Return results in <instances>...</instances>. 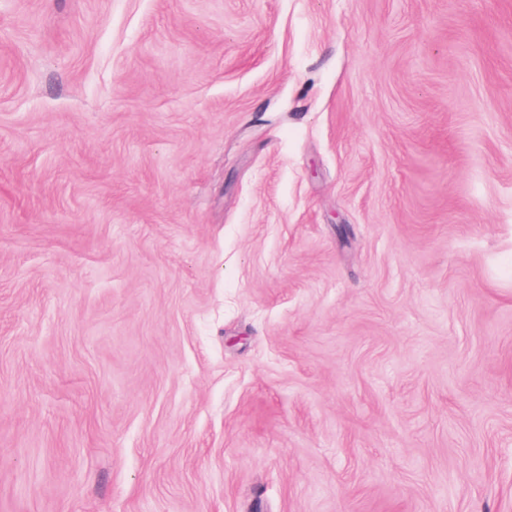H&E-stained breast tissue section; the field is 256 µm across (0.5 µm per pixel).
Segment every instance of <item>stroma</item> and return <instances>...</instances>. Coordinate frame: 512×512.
Returning <instances> with one entry per match:
<instances>
[{"mask_svg":"<svg viewBox=\"0 0 512 512\" xmlns=\"http://www.w3.org/2000/svg\"><path fill=\"white\" fill-rule=\"evenodd\" d=\"M0 512H512V0H0Z\"/></svg>","mask_w":512,"mask_h":512,"instance_id":"35a3bbf8","label":"stroma"}]
</instances>
